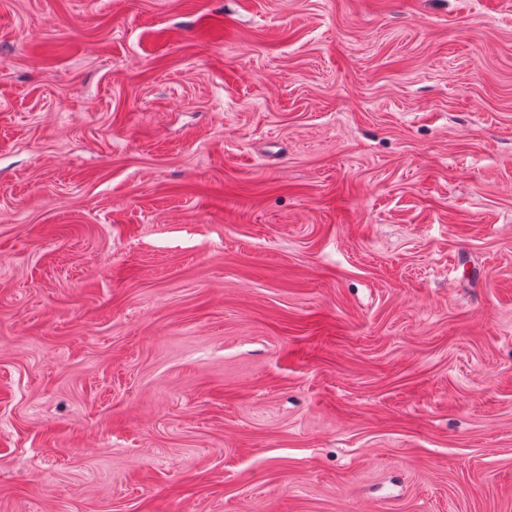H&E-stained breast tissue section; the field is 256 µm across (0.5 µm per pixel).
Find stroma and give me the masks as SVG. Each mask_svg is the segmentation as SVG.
Wrapping results in <instances>:
<instances>
[{"label":"stroma","mask_w":512,"mask_h":512,"mask_svg":"<svg viewBox=\"0 0 512 512\" xmlns=\"http://www.w3.org/2000/svg\"><path fill=\"white\" fill-rule=\"evenodd\" d=\"M0 512H512V0H0Z\"/></svg>","instance_id":"obj_1"}]
</instances>
